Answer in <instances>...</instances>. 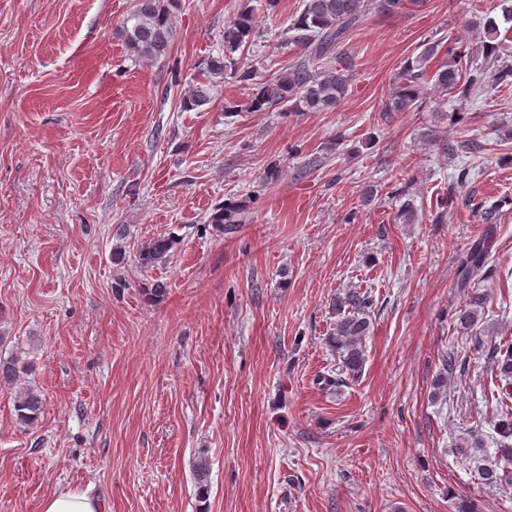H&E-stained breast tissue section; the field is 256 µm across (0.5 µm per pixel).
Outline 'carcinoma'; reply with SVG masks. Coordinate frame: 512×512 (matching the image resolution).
<instances>
[{
  "label": "carcinoma",
  "instance_id": "1",
  "mask_svg": "<svg viewBox=\"0 0 512 512\" xmlns=\"http://www.w3.org/2000/svg\"><path fill=\"white\" fill-rule=\"evenodd\" d=\"M405 7V0H304V8L294 18L289 30V41L301 48L302 56L295 64L280 73L257 82L256 70L243 64L231 54L248 45L254 37L257 23L254 9L244 7L232 24L224 27V54L211 57L191 89L180 100L181 110L201 111L211 100L214 79L230 75L246 85L255 84L247 111L268 112H323L335 109L345 98L353 80V59L341 50L347 34L360 26L372 11L395 14ZM177 0H134L132 10L122 26V37L127 46L142 59L159 60L169 55L173 37V10ZM501 31L493 18H487L479 33L481 59L464 58L462 39L446 41L427 40L416 57L407 58L393 79V89L385 106L387 112H419L428 86L450 94H460L464 100L483 93L492 84H512V64L504 58L505 48L499 40ZM477 151L469 141L442 144L448 156ZM490 234L474 241L469 248L466 263L459 271L457 287L470 291L469 301L457 315V324L463 329L474 326L485 313V295L474 289L481 275L490 248ZM174 241L159 238L148 243L139 253L145 268L165 263L170 257ZM336 324L328 337L331 350L336 353L337 373L325 378L328 383L341 386L346 377L356 378L366 360L365 339L371 331L369 308L371 297L357 289L349 290L333 302ZM486 355L493 362V375L502 393L501 404L512 399V343L490 341ZM469 361L450 350L442 357V368L434 380V395L448 386V374L464 373ZM32 371V365L18 357L0 359V385H14ZM44 406V394L28 387L16 397L14 410L17 419L32 425L38 421ZM500 439L494 456L477 465L481 484L501 486L512 484V411L501 410L497 425ZM194 475L200 493L207 492L209 465L206 457H197Z\"/></svg>",
  "mask_w": 512,
  "mask_h": 512
}]
</instances>
